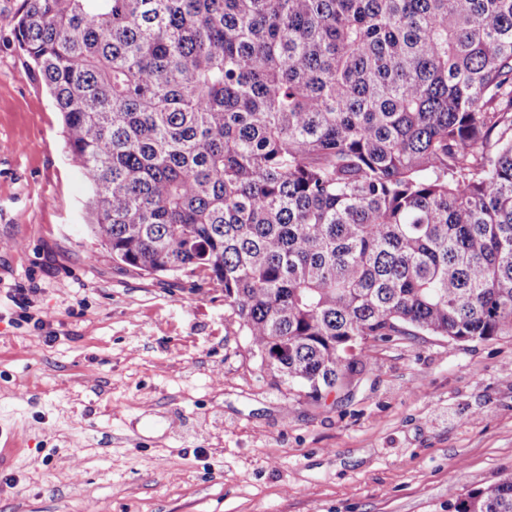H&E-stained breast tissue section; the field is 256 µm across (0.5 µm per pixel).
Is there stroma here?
Wrapping results in <instances>:
<instances>
[{
  "label": "stroma",
  "instance_id": "35a3bbf8",
  "mask_svg": "<svg viewBox=\"0 0 512 512\" xmlns=\"http://www.w3.org/2000/svg\"><path fill=\"white\" fill-rule=\"evenodd\" d=\"M23 9L0 0V512H448L512 469V339L380 343L301 404L223 289L113 262Z\"/></svg>",
  "mask_w": 512,
  "mask_h": 512
}]
</instances>
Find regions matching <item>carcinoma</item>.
I'll list each match as a JSON object with an SVG mask.
<instances>
[{
  "instance_id": "carcinoma-1",
  "label": "carcinoma",
  "mask_w": 512,
  "mask_h": 512,
  "mask_svg": "<svg viewBox=\"0 0 512 512\" xmlns=\"http://www.w3.org/2000/svg\"><path fill=\"white\" fill-rule=\"evenodd\" d=\"M13 31L89 232L224 289L307 400L380 342L512 338V0H26ZM448 512H512V469Z\"/></svg>"
}]
</instances>
